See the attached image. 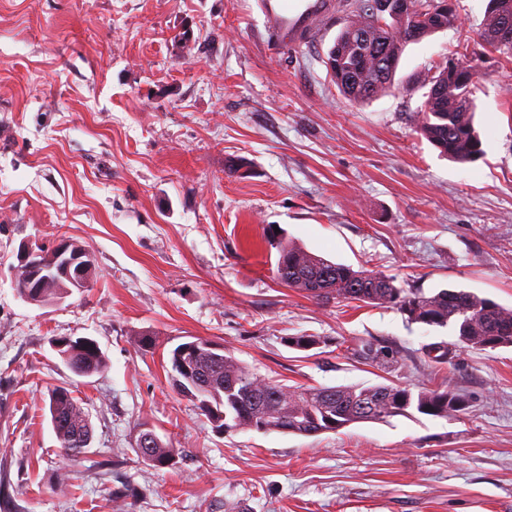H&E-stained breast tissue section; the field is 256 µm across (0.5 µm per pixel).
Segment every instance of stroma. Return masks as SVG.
Instances as JSON below:
<instances>
[{
    "label": "stroma",
    "mask_w": 512,
    "mask_h": 512,
    "mask_svg": "<svg viewBox=\"0 0 512 512\" xmlns=\"http://www.w3.org/2000/svg\"><path fill=\"white\" fill-rule=\"evenodd\" d=\"M452 2L458 23L407 44L394 88L357 105L326 65L342 9L292 48L257 0H0V512H512V348L273 276L289 241L512 308V59L479 38L488 0ZM461 50L484 149L469 165L416 132L425 76ZM59 237L94 254L95 277L26 303L17 249ZM301 335L321 342L288 347ZM61 336L94 339L107 369L74 375ZM198 338L289 386L449 387L468 408L222 431L171 379V350ZM366 342L395 358L367 362ZM63 383L93 425L78 458L49 422ZM145 428L176 467L136 453ZM142 440L153 444L150 448L145 446L150 450L149 459L140 453V448H143ZM136 452L145 462L157 468L172 467L177 463L176 458H179L178 449L172 448L168 443L163 442L151 429L140 431L136 443Z\"/></svg>",
    "instance_id": "1"
}]
</instances>
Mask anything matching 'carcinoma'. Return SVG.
Instances as JSON below:
<instances>
[{
	"instance_id": "carcinoma-1",
	"label": "carcinoma",
	"mask_w": 512,
	"mask_h": 512,
	"mask_svg": "<svg viewBox=\"0 0 512 512\" xmlns=\"http://www.w3.org/2000/svg\"><path fill=\"white\" fill-rule=\"evenodd\" d=\"M367 0H353L350 20L336 36L327 55V65L342 95L354 104L382 95L394 87V76L404 47L438 31L436 27L414 26L398 19L385 29L376 24L374 14L364 7ZM512 18L505 0H489L480 38L508 57L512 42L501 44V25ZM457 71L448 65L436 67L431 84L432 100L418 111L417 132L440 154L452 162L467 164L483 156L482 140L473 124L475 68L462 61ZM275 275L288 288L306 293L319 301H360L370 305L392 306L407 319L426 326H451L458 342L481 350L512 347V309L494 300L463 289H440L424 293L404 288L397 279L375 271L355 270L315 255L294 244L280 246ZM19 293L44 305L64 298L67 284L46 288L27 287V277H16ZM61 344L57 353L77 376H91L107 367L106 357L96 341L71 336L52 339ZM289 347L309 350L320 344L317 336H289ZM196 353L185 358L186 368L170 357L177 389L200 399L202 410L226 430H249L263 423V432L314 435L336 431L357 423L385 421L414 410L437 418H454L466 409L462 395L452 389L407 387L387 384L340 386H287L247 367L234 356L214 359L197 342ZM49 413L56 417L55 434L67 457L87 453L83 442L92 439L89 414L69 386H56L49 392ZM152 443L147 463L165 468L174 466L179 451L163 442L153 430L139 433L136 448Z\"/></svg>"
}]
</instances>
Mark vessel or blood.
<instances>
[{"label": "vessel or blood", "mask_w": 512, "mask_h": 512, "mask_svg": "<svg viewBox=\"0 0 512 512\" xmlns=\"http://www.w3.org/2000/svg\"><path fill=\"white\" fill-rule=\"evenodd\" d=\"M258 5L271 36L292 45L311 39L335 9L333 0H258Z\"/></svg>", "instance_id": "b4317fda"}]
</instances>
